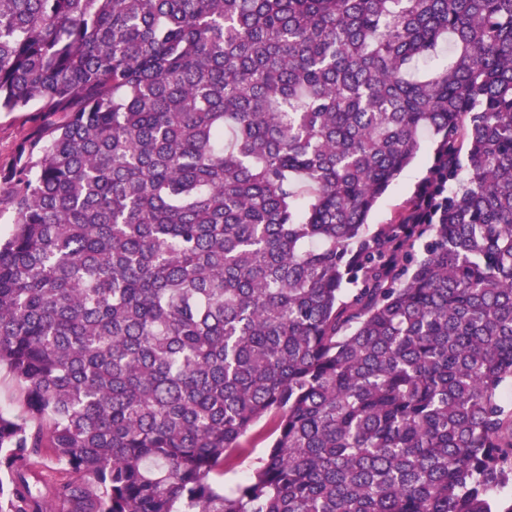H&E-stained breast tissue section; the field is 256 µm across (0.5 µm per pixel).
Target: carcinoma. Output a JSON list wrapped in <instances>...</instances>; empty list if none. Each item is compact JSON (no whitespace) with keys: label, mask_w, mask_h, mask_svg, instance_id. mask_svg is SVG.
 Returning a JSON list of instances; mask_svg holds the SVG:
<instances>
[{"label":"carcinoma","mask_w":512,"mask_h":512,"mask_svg":"<svg viewBox=\"0 0 512 512\" xmlns=\"http://www.w3.org/2000/svg\"><path fill=\"white\" fill-rule=\"evenodd\" d=\"M0 112V512H512V0H0ZM30 113L0 114V195L6 191L10 163L35 125ZM430 161V154L421 151L418 158L406 167L399 178L378 201L372 212L370 224H387L396 208L411 195L415 186L423 178ZM0 408L12 415H19L24 409L23 390L5 365L0 366ZM267 429V421L262 420L249 432L248 448L243 458L235 465L238 473L249 470L257 459L264 455L268 443V440H264Z\"/></svg>","instance_id":"carcinoma-1"}]
</instances>
